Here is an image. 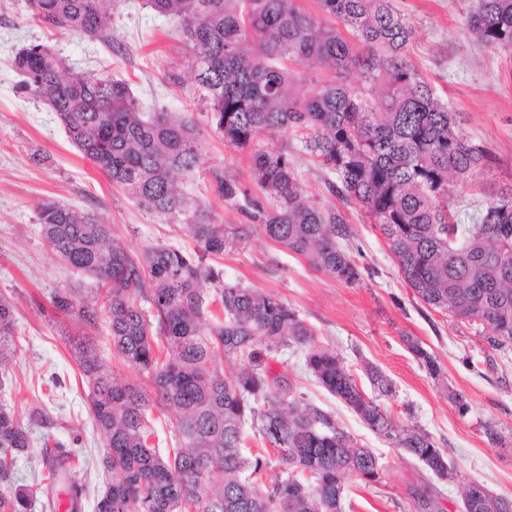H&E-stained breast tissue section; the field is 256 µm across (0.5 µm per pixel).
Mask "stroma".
Wrapping results in <instances>:
<instances>
[{
  "label": "stroma",
  "instance_id": "35a3bbf8",
  "mask_svg": "<svg viewBox=\"0 0 512 512\" xmlns=\"http://www.w3.org/2000/svg\"><path fill=\"white\" fill-rule=\"evenodd\" d=\"M414 30L408 59L434 85L456 114L457 126L485 146L495 159L486 180L494 191L512 183V53L486 48L466 31L464 14L475 0H393ZM176 25L146 7L145 0H117L112 43L59 35L29 19L24 0H0V295L16 308V350L0 381V406L28 418L42 409L45 420L32 424L33 444L15 465L17 485L44 477V439L79 448L72 471L90 497L83 512H94L93 496L107 476L97 462L104 439L89 411L88 388L66 338L79 328L51 304L54 291L79 289L94 295L95 283L60 264L41 234L39 204L57 200L101 214L115 236L133 253L145 246L173 243L192 248L191 239L171 224L158 223L69 143L41 100L23 94L11 62L31 44L53 45L78 71L107 72L128 80L147 112H182L186 98L168 87L170 68L190 75L194 54L179 38ZM221 166L248 181L245 151L206 132L199 168ZM303 189L320 206L342 209L351 229L342 245L359 267L353 284L317 272L299 256L248 228L244 240L225 250L224 277L281 298L299 311L319 341L334 348L359 384L367 366L379 367L395 394L385 404L403 423H417L445 451L456 470L438 488L447 512H461L468 483L478 482L498 495L512 496V349L496 351L479 334L478 322H460L422 303L398 274L387 245L358 209L342 207L328 192L311 162H303ZM432 354L439 374L412 354L409 342ZM284 373L307 400L331 412L340 427L371 448L383 467L381 483L346 482L352 512H417L409 491L422 482L423 468L373 434L336 397L306 371L300 351L279 354ZM461 393L459 409L449 391ZM494 425L503 437L495 444L484 433Z\"/></svg>",
  "mask_w": 512,
  "mask_h": 512
}]
</instances>
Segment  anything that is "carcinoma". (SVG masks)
<instances>
[{"instance_id": "obj_1", "label": "carcinoma", "mask_w": 512, "mask_h": 512, "mask_svg": "<svg viewBox=\"0 0 512 512\" xmlns=\"http://www.w3.org/2000/svg\"><path fill=\"white\" fill-rule=\"evenodd\" d=\"M114 0H25L30 18L59 35L112 42ZM176 23L192 48L189 78L171 69L168 86L199 93L205 112H144L130 85L109 74L69 67L57 49H20L14 68L23 88L42 100L70 144L145 213L184 229L196 243L136 255L96 213L59 201L39 206L41 233L53 255L99 285L91 300L56 291L53 307L76 319L68 337L89 388V409L107 448L98 467L112 480L95 512H345V480L381 483L370 448L334 417L294 392L271 363L284 350L304 355L307 371L367 426L440 480L456 475L445 452L419 425L397 422L381 403L395 394L376 366L371 391L359 385L336 351L273 294L224 279L210 259L245 238L218 224L205 195L188 190L212 129L249 153L251 182L222 166L204 175L215 196L245 216L272 242L316 271L353 284L358 266L341 245L343 214L321 209L302 192L294 153L310 157L328 191L360 209L384 238L398 272L428 307L477 320L495 350L512 346V189L488 198L473 223L448 204L453 185L477 187L494 166L481 144L457 127L448 104L408 61L414 31L392 0H318L319 12L298 0H146ZM341 27H336V24ZM466 27L477 42L512 52V0H476ZM331 71L310 78L301 93L294 66ZM357 79H351V76ZM283 134L277 150L255 147ZM106 324L123 364L145 377L126 381L100 363L94 333ZM13 305L0 297V367L13 353ZM408 347L432 374L440 372L419 344ZM237 364L226 375L223 361ZM175 413L167 452L149 445L152 413ZM253 436L263 453L245 452ZM32 441L29 428L0 407V512H79L85 487L69 479L75 457L44 441L45 480L18 487L16 461ZM282 469L264 478L271 458ZM428 512H444L430 484L411 491ZM506 498L472 488L463 512H505Z\"/></svg>"}]
</instances>
